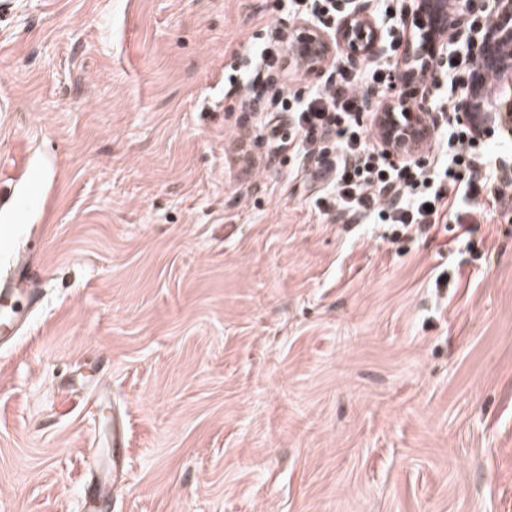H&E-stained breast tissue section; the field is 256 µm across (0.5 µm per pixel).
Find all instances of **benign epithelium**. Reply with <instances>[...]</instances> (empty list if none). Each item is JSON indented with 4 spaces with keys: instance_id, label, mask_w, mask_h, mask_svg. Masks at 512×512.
<instances>
[{
    "instance_id": "7a95c632",
    "label": "benign epithelium",
    "mask_w": 512,
    "mask_h": 512,
    "mask_svg": "<svg viewBox=\"0 0 512 512\" xmlns=\"http://www.w3.org/2000/svg\"><path fill=\"white\" fill-rule=\"evenodd\" d=\"M473 0H408L404 14L410 18L398 59V86L372 121L389 160L399 165L424 152L435 136L440 121L426 104L408 112H397L408 91L426 95L442 80L439 64L448 53V29L457 30L465 43L475 49L472 75L457 94L455 119L484 136L498 133L512 137V0H493L490 17L480 28H468ZM337 25L329 35L317 27L304 33L313 44L300 55L308 71H322L338 44L348 60L377 59L386 52L381 28L370 13L366 0H338ZM503 84L492 106H487L482 89L488 73Z\"/></svg>"
}]
</instances>
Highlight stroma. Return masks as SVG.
I'll return each instance as SVG.
<instances>
[{
	"label": "stroma",
	"instance_id": "1",
	"mask_svg": "<svg viewBox=\"0 0 512 512\" xmlns=\"http://www.w3.org/2000/svg\"><path fill=\"white\" fill-rule=\"evenodd\" d=\"M274 3L0 16V190L40 171L0 284L20 253L45 279L0 345V512H512V200L441 249L317 209L266 131L241 169L290 129L224 82L299 26ZM370 11L394 64L399 2Z\"/></svg>",
	"mask_w": 512,
	"mask_h": 512
}]
</instances>
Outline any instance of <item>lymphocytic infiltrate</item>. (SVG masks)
Returning a JSON list of instances; mask_svg holds the SVG:
<instances>
[{
  "instance_id": "f902f5d3",
  "label": "lymphocytic infiltrate",
  "mask_w": 512,
  "mask_h": 512,
  "mask_svg": "<svg viewBox=\"0 0 512 512\" xmlns=\"http://www.w3.org/2000/svg\"><path fill=\"white\" fill-rule=\"evenodd\" d=\"M270 104L274 111L289 113L293 125L290 138L271 133L274 153L313 158L315 168L308 179L323 182L339 209L387 225L392 241L450 231L456 239L469 238L497 204L512 196L511 181L492 190L478 177L472 153L478 138L465 126L456 134L459 149L448 162L450 192L431 187L417 163L392 166L375 128L359 123L360 113L368 111L371 101L348 71H339L327 85L303 98L280 86ZM452 208L457 215L450 228L444 219Z\"/></svg>"
}]
</instances>
